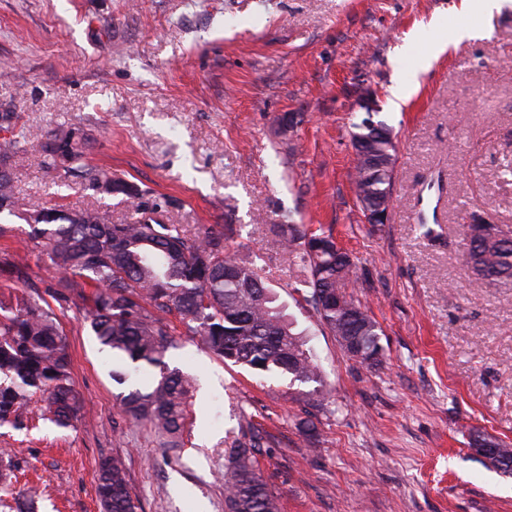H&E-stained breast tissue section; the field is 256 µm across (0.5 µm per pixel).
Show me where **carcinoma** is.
Wrapping results in <instances>:
<instances>
[{
	"label": "carcinoma",
	"instance_id": "carcinoma-1",
	"mask_svg": "<svg viewBox=\"0 0 512 512\" xmlns=\"http://www.w3.org/2000/svg\"><path fill=\"white\" fill-rule=\"evenodd\" d=\"M12 121V116L0 115V129H13L12 136L0 143V214L24 220L31 238L38 240L48 267L58 276L48 295L56 301H85L84 322L113 358L156 370L147 387L130 382L125 372L116 369L112 379L129 384L120 396L122 412L161 436L162 447H179L193 384L191 377L165 362L174 343L172 314L179 315L184 335L226 363L261 376L281 374L295 382L322 384L320 368L295 321L262 282L253 262L226 249L224 229L189 235L178 224L160 222L143 207L146 190L82 161L83 137L75 129L38 137L12 128ZM353 128L351 140L368 149L365 165L353 169L356 195L380 205L393 199L394 175L386 162L396 154L395 143L382 122L375 128L355 123ZM29 148L39 153L46 171L73 177L98 193L123 196L136 217L127 224H113L95 209L26 208L15 192L11 158ZM284 237L287 248L303 246L310 269L309 279L297 292L333 336L359 340L362 349L354 355L359 363L379 365L381 327L355 293H348L351 309L359 313L354 320L349 311L324 303L325 295L336 289L355 287L352 259L336 252L330 235L319 234L327 247L317 253L309 251L305 234L289 232ZM464 257L481 265L478 279L512 281V237L484 238L476 246L467 241ZM0 280L25 285L0 297V427H27L23 409L39 394L40 417L70 428L81 415L83 401L72 381L66 334L31 282L29 265L19 249L0 251ZM261 441V434L254 431L224 457V512H279L278 497L255 465ZM471 445L478 456L483 448L498 449L491 466L512 474L511 443L475 434ZM16 469L12 457L1 452L0 484L11 485ZM97 493L103 512H138L120 456L98 464ZM35 502L34 494L24 502L0 498V512H34Z\"/></svg>",
	"mask_w": 512,
	"mask_h": 512
}]
</instances>
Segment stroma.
Wrapping results in <instances>:
<instances>
[{
    "label": "stroma",
    "mask_w": 512,
    "mask_h": 512,
    "mask_svg": "<svg viewBox=\"0 0 512 512\" xmlns=\"http://www.w3.org/2000/svg\"><path fill=\"white\" fill-rule=\"evenodd\" d=\"M468 28L474 38L451 37ZM402 87L399 108L389 104ZM377 94L397 146L394 206L368 224L350 133ZM35 132L74 128L86 160L147 189L145 207L189 234L220 224L305 334L329 393L224 364L180 336L169 365L195 380L183 448L121 413L112 356L83 303L54 305L85 400L75 428L0 427L11 493L37 512H101L99 460L121 456L139 512H224V456L249 429L280 512H512V476L484 466L473 434L512 442V282L482 285L462 227L512 228V6L460 0H0V113ZM34 209L118 195L69 186L36 151L13 157ZM332 234L356 296L381 327V365L344 352L297 288L309 276L282 228ZM313 422L307 447L299 420Z\"/></svg>",
    "instance_id": "stroma-1"
}]
</instances>
